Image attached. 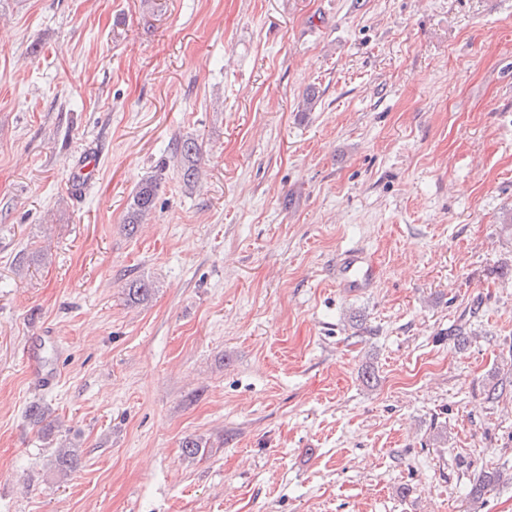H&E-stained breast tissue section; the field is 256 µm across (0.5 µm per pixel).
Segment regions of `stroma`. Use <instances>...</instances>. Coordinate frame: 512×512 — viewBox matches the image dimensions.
I'll list each match as a JSON object with an SVG mask.
<instances>
[{"mask_svg":"<svg viewBox=\"0 0 512 512\" xmlns=\"http://www.w3.org/2000/svg\"><path fill=\"white\" fill-rule=\"evenodd\" d=\"M0 33V512H512V0H0ZM173 155L180 163V173L185 186L193 187L198 183L200 172L198 159L199 144L195 139L177 140L173 144ZM159 187L160 179L156 175H151L135 188L123 221L128 234H134L137 227L152 213ZM336 276L341 288L359 291L369 288L373 266L361 251H347L336 261Z\"/></svg>","mask_w":512,"mask_h":512,"instance_id":"obj_1","label":"stroma"}]
</instances>
